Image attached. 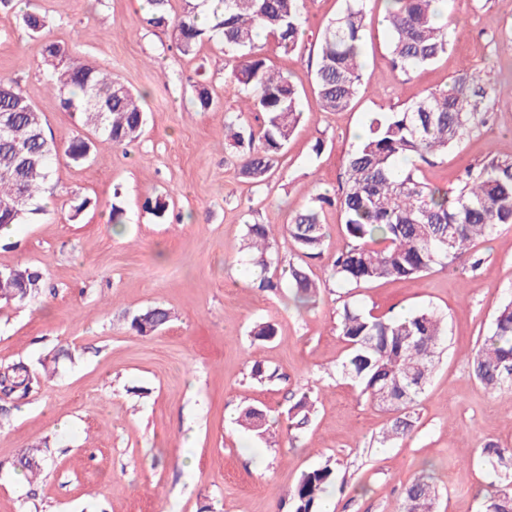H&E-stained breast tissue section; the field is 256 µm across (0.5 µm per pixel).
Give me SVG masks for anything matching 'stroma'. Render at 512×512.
<instances>
[{
  "label": "stroma",
  "mask_w": 512,
  "mask_h": 512,
  "mask_svg": "<svg viewBox=\"0 0 512 512\" xmlns=\"http://www.w3.org/2000/svg\"><path fill=\"white\" fill-rule=\"evenodd\" d=\"M345 5L305 0L292 52L259 43L267 65L300 88L303 118L273 176L256 186L240 178L224 144V118L240 110L244 91L229 79L218 40L181 54L138 0H26L52 39L142 93L147 124L132 145L97 146L82 165L54 157L42 213L0 237V267L42 275L34 301L0 304V365L22 361L38 372L42 360L59 358L56 375L26 398L0 396V512H287L301 475L327 464L336 481L323 512H396L420 476L438 488L435 512H482L498 477L478 448L512 445V388H483L470 359L512 297V224L474 243L477 266L339 288L327 269L345 238L336 207L325 208L324 253L308 265L319 287L309 309L297 308L288 288H254L241 250L248 224L282 225L311 195L338 194L344 158L372 113L462 75L492 86L487 122L422 166L420 179L453 192L467 170L512 159V0H448L447 52L409 76L392 70L384 5L369 0L359 92L349 110L325 112L313 90L319 38ZM20 11L0 0V77L19 82L59 143L76 127L49 89L43 42ZM199 85L209 109L195 102ZM157 197L167 204L160 217L144 207ZM115 205L119 225L109 220ZM346 301L386 316L431 308L447 320L406 438L382 442L391 414L337 371ZM154 305L171 322L133 332L132 316ZM263 322L274 324L273 340L251 336ZM257 365L266 378L252 376ZM305 393L312 419L289 432L288 410ZM249 404L276 419L264 437L236 423ZM34 444L44 461L30 481L15 463Z\"/></svg>",
  "instance_id": "obj_1"
}]
</instances>
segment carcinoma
Masks as SVG:
<instances>
[{"mask_svg": "<svg viewBox=\"0 0 512 512\" xmlns=\"http://www.w3.org/2000/svg\"><path fill=\"white\" fill-rule=\"evenodd\" d=\"M148 22L176 31L177 49L195 51L205 37L224 44L232 58L231 77L248 92V110L265 114L253 127L243 113L225 117L224 139L237 152V167L260 185L273 175L276 157L287 148L303 112L301 92L283 73L267 69L255 44L258 31L268 32L285 51L297 47L303 33V0H183L182 10L169 13V0H147ZM367 0H348L346 9L324 28L314 84L326 112L348 110L361 85L363 31ZM391 32L393 71L408 76L432 64L450 45L448 26L436 22V0H385ZM30 34L45 39L44 60L52 69V89L61 108L70 113L76 133L61 144L48 139L43 115L19 83L0 77V227L21 223L42 211L33 206L50 176L51 156L63 151L76 165L89 157L94 141L81 133L89 128L101 142L121 146L135 141L145 123L140 100L112 73L81 60L60 42L46 38V20L26 11ZM492 87L461 77L451 87L426 93L396 112L368 117L361 136L345 160V185L336 199L313 195L282 236L300 257L317 258L325 247L324 206L336 204L344 219L346 244L336 255L328 279L356 288L380 280L413 281L438 267L455 271L473 261V243L512 224V160H491L467 172L453 195L417 176L420 165L431 164L458 146L485 122ZM244 249L251 255L256 287L276 290L281 282L267 276L279 264L277 234L272 224L247 225ZM17 296L14 304L30 301L41 275L28 267L12 268ZM288 284L306 304L316 297L317 284L302 264L288 266ZM169 312L159 306L134 315L130 328L146 336L160 330ZM338 330L348 345L339 372L378 407L394 415L381 442L400 439L414 429V407L439 362L445 336L444 317L434 309L386 317L346 302ZM473 377L488 390L512 387V299L498 310L492 334L474 352ZM33 376L22 363L0 366V390L26 397ZM313 408L309 396L289 410L295 426L307 424ZM241 423L257 436L267 430L264 410L246 406ZM481 453L500 472L501 482L485 502V512H512V448L487 442ZM39 448L21 458L22 470L36 478L41 471ZM325 465L302 474L289 495L290 512H319L321 495L335 481ZM438 491L427 478L414 480L404 491L399 512H435Z\"/></svg>", "mask_w": 512, "mask_h": 512, "instance_id": "carcinoma-1", "label": "carcinoma"}]
</instances>
